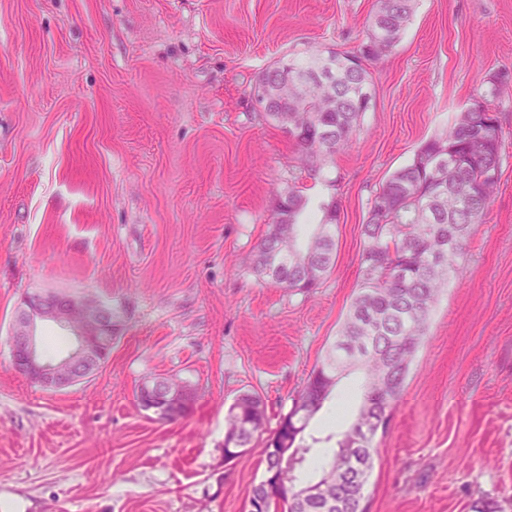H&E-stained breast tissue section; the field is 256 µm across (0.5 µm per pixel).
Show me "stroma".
<instances>
[{"mask_svg":"<svg viewBox=\"0 0 512 512\" xmlns=\"http://www.w3.org/2000/svg\"><path fill=\"white\" fill-rule=\"evenodd\" d=\"M376 0H0V512H246L258 452L224 460L242 394L267 430L292 408L359 287L375 192L456 112L484 101L503 131L500 181L428 318L401 400L374 439L363 512H475L512 497V0H413L369 63L361 131L320 173L252 91L281 58L351 53ZM498 92L485 97L489 80ZM337 201L333 272L313 292L242 259L274 193ZM42 292L109 303L112 353L52 392L19 374L9 334ZM180 380L184 417L137 387ZM342 378L308 425L302 483L332 459L359 404Z\"/></svg>","mask_w":512,"mask_h":512,"instance_id":"1","label":"stroma"}]
</instances>
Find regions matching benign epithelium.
Segmentation results:
<instances>
[{
    "instance_id": "benign-epithelium-1",
    "label": "benign epithelium",
    "mask_w": 512,
    "mask_h": 512,
    "mask_svg": "<svg viewBox=\"0 0 512 512\" xmlns=\"http://www.w3.org/2000/svg\"><path fill=\"white\" fill-rule=\"evenodd\" d=\"M52 323L68 333L72 347L59 359L48 362L40 350L39 326ZM14 367L46 390H61L92 377L112 352V308L96 299L56 292L33 294L18 309L9 336ZM365 442L358 436L352 447L340 451L338 464L352 471L356 452ZM291 439L273 449L279 469L288 467L299 449Z\"/></svg>"
}]
</instances>
